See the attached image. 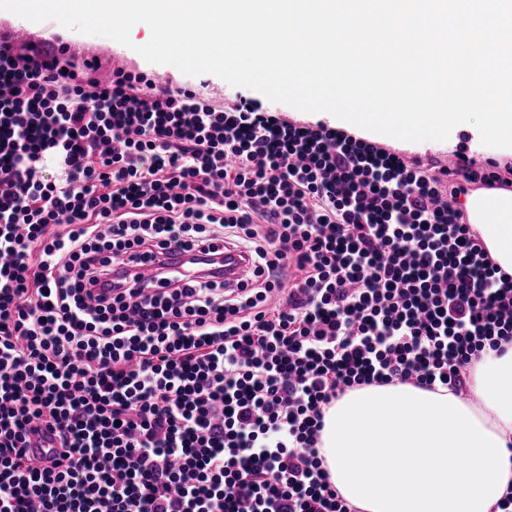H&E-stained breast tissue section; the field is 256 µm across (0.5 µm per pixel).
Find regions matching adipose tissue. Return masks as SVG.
<instances>
[{"label":"adipose tissue","mask_w":512,"mask_h":512,"mask_svg":"<svg viewBox=\"0 0 512 512\" xmlns=\"http://www.w3.org/2000/svg\"><path fill=\"white\" fill-rule=\"evenodd\" d=\"M466 209L512 272V191L472 193ZM471 399L409 384L348 393L326 413L322 453L359 512H491L512 484V349L483 357ZM468 461L457 468L449 453Z\"/></svg>","instance_id":"obj_1"}]
</instances>
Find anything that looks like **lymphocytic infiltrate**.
I'll list each match as a JSON object with an SVG mask.
<instances>
[{"label":"lymphocytic infiltrate","instance_id":"lymphocytic-infiltrate-1","mask_svg":"<svg viewBox=\"0 0 512 512\" xmlns=\"http://www.w3.org/2000/svg\"><path fill=\"white\" fill-rule=\"evenodd\" d=\"M67 50L0 37V512H355L326 411L371 386L468 395L512 345V273L459 201L505 178ZM232 249L248 282L168 260Z\"/></svg>","mask_w":512,"mask_h":512}]
</instances>
